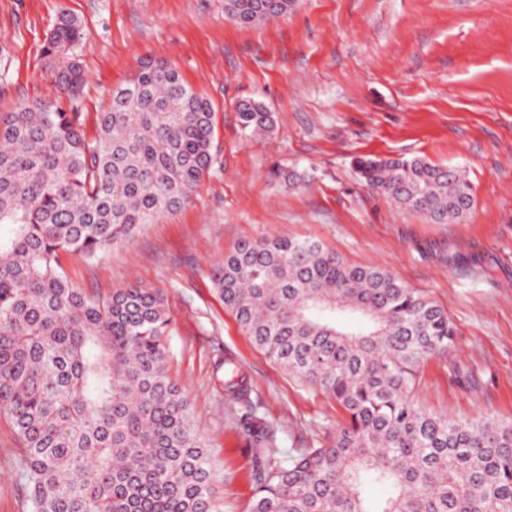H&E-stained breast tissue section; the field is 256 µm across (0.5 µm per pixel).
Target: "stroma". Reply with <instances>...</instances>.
Here are the masks:
<instances>
[{
	"label": "stroma",
	"instance_id": "35a3bbf8",
	"mask_svg": "<svg viewBox=\"0 0 512 512\" xmlns=\"http://www.w3.org/2000/svg\"><path fill=\"white\" fill-rule=\"evenodd\" d=\"M64 11L79 23L86 134L146 59L174 65L216 112L213 165L188 204L129 243L94 259L65 253L61 264L88 294L130 285L166 294L171 375L191 401L218 512H244L255 489L224 359L248 376L286 452L318 446L342 417L335 399L276 366L225 311L211 269L246 240L313 239L391 271L455 327L447 357L420 368V404L451 419L512 421V0H297L256 26L228 19L224 0H0L10 70L0 113L23 100L64 102L43 58ZM249 100L275 113L274 134H242L236 108ZM360 157L459 168L475 207L464 222L429 223L366 189ZM18 446L0 421V512H28Z\"/></svg>",
	"mask_w": 512,
	"mask_h": 512
}]
</instances>
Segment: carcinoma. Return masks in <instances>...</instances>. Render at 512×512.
<instances>
[{"label": "carcinoma", "mask_w": 512, "mask_h": 512, "mask_svg": "<svg viewBox=\"0 0 512 512\" xmlns=\"http://www.w3.org/2000/svg\"><path fill=\"white\" fill-rule=\"evenodd\" d=\"M294 0H224L253 25ZM63 12L43 55L69 109L22 102L0 116V419L16 433L30 512H216L191 403L171 377L172 317L152 288L89 296L60 255L94 257L187 204L211 168V102L162 60L140 63L83 131L85 76ZM241 130L269 135L263 103L238 106ZM364 185L433 224L464 220L473 188L456 167L360 158ZM254 345L333 396L331 440L288 454L237 369L224 382L243 409L257 487L246 512H512V422L453 420L415 400L424 361L448 355V313L390 271L321 244L264 237L211 274ZM386 488L373 503L371 485Z\"/></svg>", "instance_id": "obj_1"}]
</instances>
